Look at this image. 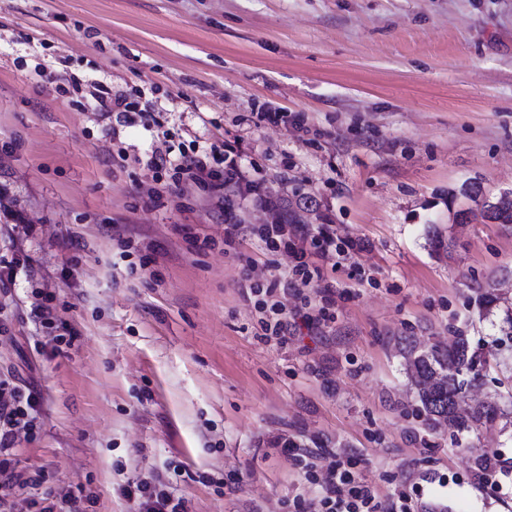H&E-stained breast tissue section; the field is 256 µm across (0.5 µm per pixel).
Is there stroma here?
<instances>
[{
    "label": "stroma",
    "instance_id": "stroma-1",
    "mask_svg": "<svg viewBox=\"0 0 512 512\" xmlns=\"http://www.w3.org/2000/svg\"><path fill=\"white\" fill-rule=\"evenodd\" d=\"M43 66L151 102L157 125L111 136ZM266 109L306 131L255 125ZM222 140L271 200L308 194L305 223L365 245L324 268L335 321L284 346L255 336L238 286L268 277L261 243L225 252L214 198L145 166L163 142ZM473 184L512 190V0H0V186L33 226L0 218L19 261L0 372L42 402L12 462L28 494L129 512L121 486L159 477L186 512H282L320 493L285 436L356 453L381 495L512 512V489L472 476L477 453L512 461V424L426 431L398 347L462 332L490 360L464 405L512 413V338L478 303L495 280L512 304V224L456 220ZM46 292L71 339L56 349L31 314Z\"/></svg>",
    "mask_w": 512,
    "mask_h": 512
}]
</instances>
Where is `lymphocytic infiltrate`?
<instances>
[{
	"mask_svg": "<svg viewBox=\"0 0 512 512\" xmlns=\"http://www.w3.org/2000/svg\"><path fill=\"white\" fill-rule=\"evenodd\" d=\"M174 166L186 179L208 187L214 196L262 200L259 184L248 178L238 152L231 145H211L203 154L181 152L171 160L169 150L155 149L147 162L149 169L162 171ZM255 238L265 245L270 276L260 283L251 278L241 282L243 298L259 313L262 336L287 345L288 334L298 325L312 326L333 320L336 292L325 283L323 268L340 247L361 249L362 244L348 240L336 242L333 225L320 224H228L224 227V244L235 249L244 238ZM291 257V271H281L278 256ZM313 286L315 295L305 293ZM40 397L34 390L10 379L0 378V502L15 496L28 480L22 472L10 468L23 439L29 438L39 425ZM277 447L294 465L321 478L322 493L313 503L294 501V512H418L419 497L406 494L381 495L375 484L360 479L353 457L333 452L316 453L302 448L291 439L280 437ZM133 504V512H185L183 500L173 499L158 489L157 481L128 485L123 491Z\"/></svg>",
	"mask_w": 512,
	"mask_h": 512,
	"instance_id": "1",
	"label": "lymphocytic infiltrate"
}]
</instances>
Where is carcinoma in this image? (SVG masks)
Masks as SVG:
<instances>
[{"mask_svg":"<svg viewBox=\"0 0 512 512\" xmlns=\"http://www.w3.org/2000/svg\"><path fill=\"white\" fill-rule=\"evenodd\" d=\"M400 352L419 402L415 416L422 419L426 429L435 431L444 426L457 432L474 431L500 417L493 403H483L468 411L458 407L461 390L478 378L473 372L477 354L470 350L463 334H457L450 344L434 342L424 349L404 338L400 341Z\"/></svg>","mask_w":512,"mask_h":512,"instance_id":"carcinoma-1","label":"carcinoma"}]
</instances>
